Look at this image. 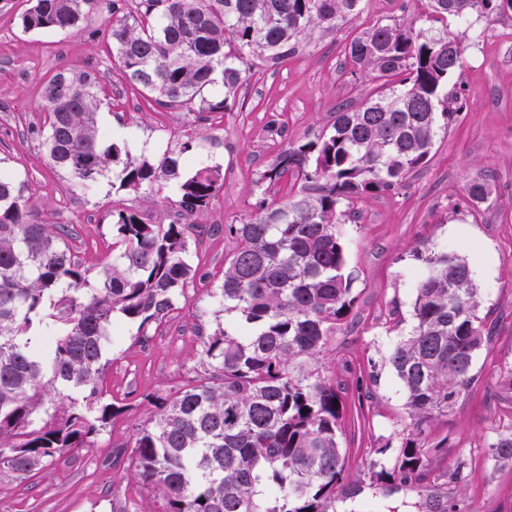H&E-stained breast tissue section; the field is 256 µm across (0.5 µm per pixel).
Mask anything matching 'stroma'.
<instances>
[{
    "instance_id": "1",
    "label": "stroma",
    "mask_w": 512,
    "mask_h": 512,
    "mask_svg": "<svg viewBox=\"0 0 512 512\" xmlns=\"http://www.w3.org/2000/svg\"><path fill=\"white\" fill-rule=\"evenodd\" d=\"M31 0H0V169L24 183L32 210L49 223L69 221L79 238L78 254L91 276L112 263V211L125 209L149 219L175 220V187L157 194L114 192L119 167L85 189L52 169L40 138L41 88L67 68L94 74L106 98L97 109L99 127L121 133L133 150L161 156L177 143L196 145L185 171L217 166L224 187L199 217L205 226L235 222L252 210L255 181L285 143L319 135L333 122L340 103L359 104L374 89L370 76L343 67L347 41L379 15L373 0L333 32L304 39L280 68L254 61L232 110L189 112L148 104L122 78L106 29L111 0H99L88 25L77 32H26L21 19ZM449 95L462 107L432 148V159L392 194L358 201V223L345 224L347 268L353 271L354 306L347 323L331 338L322 372L341 391L339 442L352 481L361 492L337 503L338 512H414L416 492L385 484L368 485L371 461L390 462L409 419L406 392L386 362L392 347L413 324L414 282L421 254L439 248L467 258L475 267L479 314L489 315L493 337L474 358L475 381L448 413L433 416L429 440L437 444L431 467L441 474L466 461L472 477L457 494L464 512H512V464L491 459L487 445L512 432V399L501 396L512 373V13L492 26L471 20L464 63L448 78ZM222 145H214L212 137ZM490 178L492 194L472 210L466 185ZM233 315L208 287L187 290V303L142 341L136 325L120 322L110 355L106 385L128 409L85 448L56 460L21 481L0 469V512H111L118 501L159 512L158 495L133 477L127 459H115L148 422L147 394L188 381L199 370L197 328L231 325Z\"/></svg>"
}]
</instances>
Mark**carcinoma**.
<instances>
[{"instance_id":"1","label":"carcinoma","mask_w":512,"mask_h":512,"mask_svg":"<svg viewBox=\"0 0 512 512\" xmlns=\"http://www.w3.org/2000/svg\"><path fill=\"white\" fill-rule=\"evenodd\" d=\"M362 0H112V54L124 81L165 108L224 112L235 102L250 58L276 67L295 55L300 35L334 31ZM408 24L378 21L351 38L345 64L376 82L359 106L336 109L330 130L288 143L259 173L260 199L224 225L234 249L219 294L237 322L200 331L202 373L144 397L150 422L128 447L138 482L164 502L160 512H337L359 488L346 482L339 446L340 395L319 370L328 343L349 315L352 273L340 226L354 202L399 190L425 167L439 132L462 110L448 76L464 49L448 20L486 23L512 0H419ZM98 0H33L26 31L72 32ZM100 83L62 69L44 85L42 139L50 164L72 185L97 181L122 147L96 121ZM189 142L162 157L125 163L116 190L159 193L175 184L187 214L209 207L224 185L217 166L181 178ZM280 198H267L274 188ZM491 195L479 176L467 186L476 209ZM112 266L88 275L68 240L71 224H47L26 187L0 175V467L26 480L86 447L126 410L108 394L105 351L115 318L141 335L168 320L185 289L215 276L191 261L194 225L146 221L123 209ZM415 283V324L387 362L406 391L410 424L388 468L371 479L417 492L416 512H462L456 492L469 474L459 463L432 476L428 424L468 391L478 350L488 345L477 314L475 270L464 258L429 250ZM512 463V434L489 444Z\"/></svg>"}]
</instances>
